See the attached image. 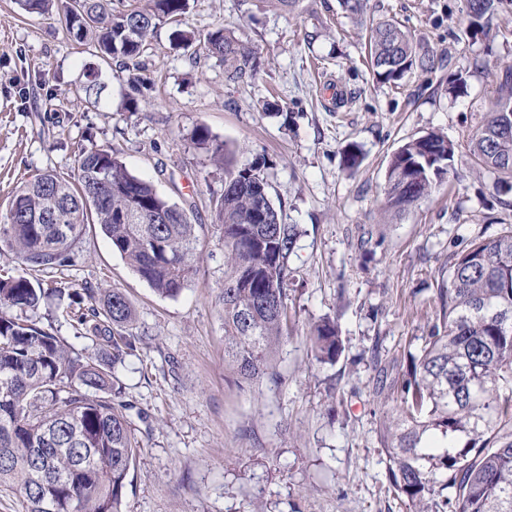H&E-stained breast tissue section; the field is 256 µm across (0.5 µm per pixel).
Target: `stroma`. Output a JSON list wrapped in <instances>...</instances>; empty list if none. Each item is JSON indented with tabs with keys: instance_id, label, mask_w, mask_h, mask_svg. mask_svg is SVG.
<instances>
[{
	"instance_id": "stroma-1",
	"label": "stroma",
	"mask_w": 512,
	"mask_h": 512,
	"mask_svg": "<svg viewBox=\"0 0 512 512\" xmlns=\"http://www.w3.org/2000/svg\"><path fill=\"white\" fill-rule=\"evenodd\" d=\"M442 56L400 84L377 80L358 19L338 0H195L185 28L234 31L256 73L231 82L223 60L176 50L170 27L145 52V85L77 43L56 20L0 0V212L36 174L73 173L83 149H110L196 226V271L175 298L153 292L85 225L78 264L42 273L119 289L136 351L116 377L140 443L125 512H411L394 494L379 431L400 409L410 353L450 252L512 224V191L476 172L467 143L495 73L512 65V11L470 25L463 0H369ZM96 80V104L83 88ZM207 127L235 166L261 162L284 223L291 322L275 374L248 385L224 363V171L191 140ZM435 132L456 147L454 177L402 216L382 215L392 153ZM359 148L358 170L344 167ZM337 320L339 360L318 363L308 330Z\"/></svg>"
}]
</instances>
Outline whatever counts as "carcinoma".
<instances>
[{
    "label": "carcinoma",
    "instance_id": "obj_1",
    "mask_svg": "<svg viewBox=\"0 0 512 512\" xmlns=\"http://www.w3.org/2000/svg\"><path fill=\"white\" fill-rule=\"evenodd\" d=\"M499 0H465L467 14L489 20ZM29 14L55 13L76 41L103 59L138 71L157 29L179 23L189 0H145L122 9L112 0H17ZM175 45L200 46L224 60L227 78L254 69L252 49L217 28L198 40L175 29ZM370 62L383 82L443 60L414 44L396 22L369 28ZM495 97L472 134L474 167L512 180V146L499 147L502 111H512V66L495 76ZM211 163L224 168L216 220L224 237V354L252 383L269 374L288 337V260L300 231L281 210L262 204L271 185L262 166L233 168L224 143L204 128L194 136ZM455 148L430 132L402 144L389 161L383 214L397 217L427 198L454 171ZM107 169L109 188L87 176ZM266 206V217L261 206ZM97 224L113 251L165 298H175L195 272L197 237L187 214L172 213L155 185L130 174L108 149L79 154L77 174L45 172L26 183L0 213V252L19 274L0 277V489L20 494L24 512H124L138 454L128 404L115 371L135 348L125 333L134 313L112 289L35 287L31 271L72 267L84 225ZM78 306L77 349L52 324L33 317L50 297ZM433 312L420 355H409L400 411L379 432L389 479L415 512H512V225L448 254L432 295ZM17 308L27 316H13ZM316 360L334 364L343 351L335 320L311 328ZM447 491L434 499L436 491Z\"/></svg>",
    "mask_w": 512,
    "mask_h": 512
}]
</instances>
